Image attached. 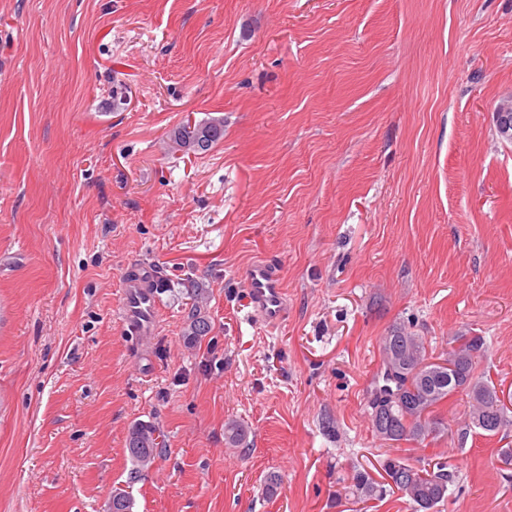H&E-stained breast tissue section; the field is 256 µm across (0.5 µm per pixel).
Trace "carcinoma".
<instances>
[{
    "instance_id": "carcinoma-1",
    "label": "carcinoma",
    "mask_w": 512,
    "mask_h": 512,
    "mask_svg": "<svg viewBox=\"0 0 512 512\" xmlns=\"http://www.w3.org/2000/svg\"><path fill=\"white\" fill-rule=\"evenodd\" d=\"M224 139V118L211 117L193 124L183 121L170 133L175 148L185 153L204 154ZM195 307L189 323V335L205 336L210 322L202 313L200 303L203 289L190 288ZM455 346L448 351V367L429 363L425 337L404 325L393 327L381 343L382 368L375 381L369 404V415L376 436L382 441H423L429 436L439 437L441 423L431 417L434 409L456 393L470 399L467 413L468 427L494 436L512 424L508 409L499 403L495 386L475 375V366L481 357L485 340L482 336H458ZM160 442L154 426L140 423L132 428L128 452L133 463L129 480L135 481L141 472L140 461L145 456L160 455ZM383 470L394 476L397 470L411 473L407 482L395 488L406 498L414 512H433L448 496V487L454 482V472L448 465L438 463L433 470L413 466L399 456H387ZM386 488L376 482L364 469H357L345 494L359 499H378Z\"/></svg>"
}]
</instances>
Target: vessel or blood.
I'll use <instances>...</instances> for the list:
<instances>
[{
  "mask_svg": "<svg viewBox=\"0 0 512 512\" xmlns=\"http://www.w3.org/2000/svg\"><path fill=\"white\" fill-rule=\"evenodd\" d=\"M252 318L268 327L282 324L288 317L287 294L277 267L264 259L253 261L244 272ZM155 273L151 267L126 279L119 315L133 336H150L157 330L158 305L154 295Z\"/></svg>",
  "mask_w": 512,
  "mask_h": 512,
  "instance_id": "obj_1",
  "label": "vessel or blood"
}]
</instances>
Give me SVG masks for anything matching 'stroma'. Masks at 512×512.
<instances>
[{
	"instance_id": "obj_1",
	"label": "stroma",
	"mask_w": 512,
	"mask_h": 512,
	"mask_svg": "<svg viewBox=\"0 0 512 512\" xmlns=\"http://www.w3.org/2000/svg\"><path fill=\"white\" fill-rule=\"evenodd\" d=\"M505 101L512 0H0V512H107L124 485L132 512H412L344 493L393 451L451 464L438 512H512V425L466 429L458 393L447 434L393 447L368 413L399 325L435 360L484 337L477 374L512 387ZM211 117L212 150L170 148ZM260 258L273 332L245 305ZM146 263L143 340L118 309ZM138 422L166 446L133 480ZM224 138V120L211 117L191 125L181 122L170 133V140L177 150L185 153L204 154ZM250 317L267 327L282 324L288 317V299L277 267L265 260L253 261L244 272ZM190 291V295L194 298V302L196 303L194 309L192 311L189 323V333L190 336H205L210 330V322L208 318L202 313L201 306L204 299V291L203 288H199L198 286H192V288H188Z\"/></svg>"
}]
</instances>
